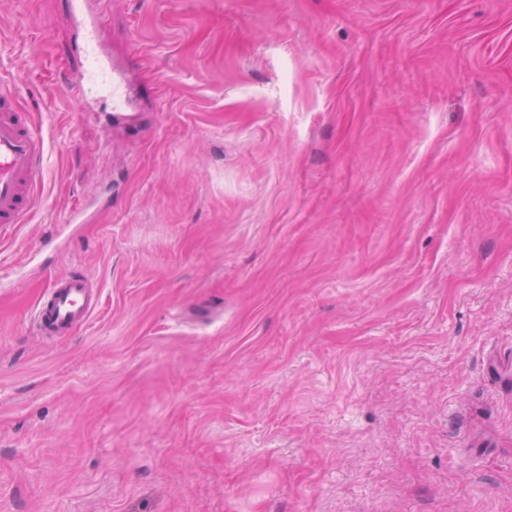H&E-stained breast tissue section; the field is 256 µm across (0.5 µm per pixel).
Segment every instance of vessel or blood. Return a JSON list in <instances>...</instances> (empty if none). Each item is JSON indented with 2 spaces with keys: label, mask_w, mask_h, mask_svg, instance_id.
<instances>
[{
  "label": "vessel or blood",
  "mask_w": 512,
  "mask_h": 512,
  "mask_svg": "<svg viewBox=\"0 0 512 512\" xmlns=\"http://www.w3.org/2000/svg\"><path fill=\"white\" fill-rule=\"evenodd\" d=\"M44 176V144L16 108L13 90L0 88V224L24 223ZM98 305L86 271L50 281L31 317L36 335L55 340L85 323Z\"/></svg>",
  "instance_id": "vessel-or-blood-1"
}]
</instances>
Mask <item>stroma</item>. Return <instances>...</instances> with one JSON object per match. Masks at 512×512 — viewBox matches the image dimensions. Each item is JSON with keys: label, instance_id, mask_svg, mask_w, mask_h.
Returning <instances> with one entry per match:
<instances>
[{"label": "stroma", "instance_id": "stroma-1", "mask_svg": "<svg viewBox=\"0 0 512 512\" xmlns=\"http://www.w3.org/2000/svg\"><path fill=\"white\" fill-rule=\"evenodd\" d=\"M97 10L108 131L69 0H0V512H512V0ZM15 93L0 86V224H23L44 176V144L15 106ZM98 305V295L91 289L85 271L55 278L39 299L31 317L37 336L55 340L68 336L85 323Z\"/></svg>", "mask_w": 512, "mask_h": 512}]
</instances>
